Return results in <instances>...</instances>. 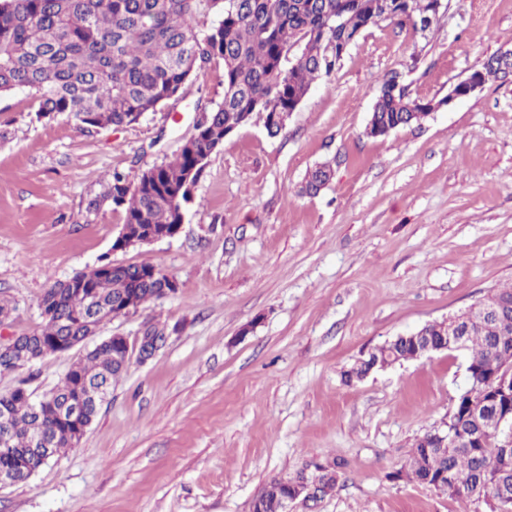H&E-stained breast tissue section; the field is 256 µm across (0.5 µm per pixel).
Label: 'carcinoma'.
Returning a JSON list of instances; mask_svg holds the SVG:
<instances>
[{"label":"carcinoma","instance_id":"carcinoma-1","mask_svg":"<svg viewBox=\"0 0 512 512\" xmlns=\"http://www.w3.org/2000/svg\"><path fill=\"white\" fill-rule=\"evenodd\" d=\"M437 0H0V95L27 90L38 100L37 114L53 118L67 113L91 128L137 122L178 95L190 77L214 59L224 63V99L185 141L171 160L141 172L133 184L119 173L103 199L124 210V224L169 232L183 223L211 152L227 132L262 117L268 132L279 134L312 83L329 78L341 65L342 48L372 25L389 20L424 33L422 24L436 13ZM219 19L201 33L199 15ZM294 54L289 67L284 61ZM512 63L493 55L472 72L479 84L508 74ZM444 100L412 98L400 75L390 72L379 83L368 135L383 136L422 121ZM323 163L309 171L303 190L316 194L332 179ZM170 277L150 264L112 268L99 265L85 292L88 306L75 299L72 281L55 283L42 298L46 320L38 334L20 336L10 354L0 355V374L62 351L67 341L96 334L100 321L85 316H117L162 296ZM498 321L475 329L463 340L472 373L457 401L455 435L471 436L470 404L494 398L512 403V345L499 344L500 327L512 328V288L491 293ZM420 358L412 335L398 336L372 350L344 373L345 381ZM123 346L103 342L78 358L50 396L54 402L76 399L88 388L112 387L127 368ZM8 421L0 425V470L36 462L37 440L52 436L51 455L79 441L77 422L60 416L50 403L37 405L18 387L0 396ZM503 433L477 447L448 441L444 448L418 440L408 464L393 478H409L443 494L471 498L494 487L483 499L489 512H512V447L503 448ZM342 463L313 460L288 480H274L252 502V512H282L305 481L324 496L334 491Z\"/></svg>","mask_w":512,"mask_h":512}]
</instances>
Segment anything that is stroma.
I'll return each instance as SVG.
<instances>
[{
    "mask_svg": "<svg viewBox=\"0 0 512 512\" xmlns=\"http://www.w3.org/2000/svg\"><path fill=\"white\" fill-rule=\"evenodd\" d=\"M512 50V0H449L428 35L382 22L315 81L285 130L261 118L207 159L180 232L113 250L124 212L113 173L135 182L173 157L224 98L215 60L137 123L87 129L38 119L28 91L0 96V336L38 332L49 285L98 265L148 263L175 294L105 322L70 351L0 375V395L53 390L99 340L165 342L130 360L82 439L0 512H251L275 479L345 462L331 494L291 512H477L391 475L446 420L466 383L460 353H435L350 385L372 348L512 286V75L382 137L365 127L390 71L441 99ZM331 162V184L301 193Z\"/></svg>",
    "mask_w": 512,
    "mask_h": 512,
    "instance_id": "1",
    "label": "stroma"
}]
</instances>
